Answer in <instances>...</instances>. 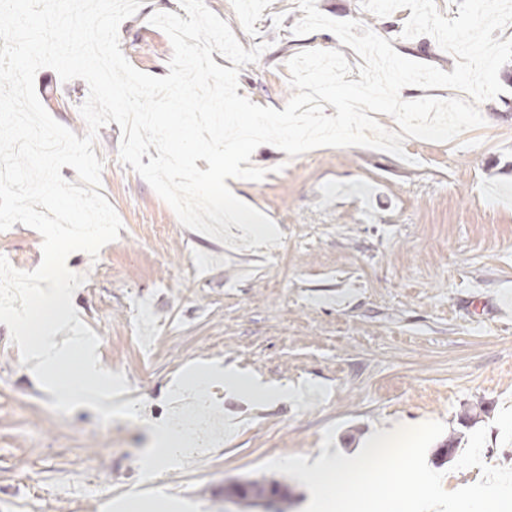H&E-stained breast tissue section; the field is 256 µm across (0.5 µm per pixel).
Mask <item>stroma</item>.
I'll return each mask as SVG.
<instances>
[{"mask_svg": "<svg viewBox=\"0 0 512 512\" xmlns=\"http://www.w3.org/2000/svg\"><path fill=\"white\" fill-rule=\"evenodd\" d=\"M338 21L358 20L402 56L449 72L452 54L428 35L402 38L410 9L386 17L360 0H316ZM244 49L265 44L239 73V95L280 108L290 99L288 61L308 49H341L328 31L298 36V0H205ZM180 0H145L119 26L120 47L147 74L168 73L172 46L149 23L180 12ZM35 88L46 111L84 136V80L62 81L40 69ZM482 126L450 142L406 139V159L363 147H319L291 158L264 144L253 165L259 182L234 189L271 218L280 245L245 248L185 228L173 209L131 166L113 167L121 131L100 128L102 194L117 212L118 238L97 257L72 253L67 268L85 281L73 294L76 316L100 337L101 369L124 374L138 421L102 423L93 409L53 411L0 323V512H264L227 495L236 483H279L288 512H303L308 489L261 471L287 455L315 457L322 432L335 426L331 450L362 446L385 420L442 422L426 453L444 487L477 482L460 469L469 433L484 427L485 464L512 455V112L482 102ZM0 255L22 271L42 262V237L15 224L0 235ZM211 256L193 273L189 261ZM231 368L268 385L300 387L298 397L251 399L211 375L197 403L208 445L177 464L151 465L157 426L179 431L176 394L192 370ZM450 452H443V444Z\"/></svg>", "mask_w": 512, "mask_h": 512, "instance_id": "stroma-1", "label": "stroma"}]
</instances>
